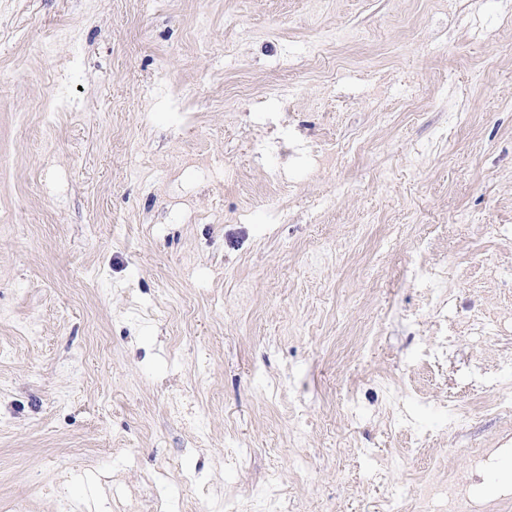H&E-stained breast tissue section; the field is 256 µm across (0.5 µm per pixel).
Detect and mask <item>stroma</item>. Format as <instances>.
I'll return each instance as SVG.
<instances>
[{"label":"stroma","mask_w":512,"mask_h":512,"mask_svg":"<svg viewBox=\"0 0 512 512\" xmlns=\"http://www.w3.org/2000/svg\"><path fill=\"white\" fill-rule=\"evenodd\" d=\"M510 393L512 0H0V512H415Z\"/></svg>","instance_id":"35a3bbf8"}]
</instances>
